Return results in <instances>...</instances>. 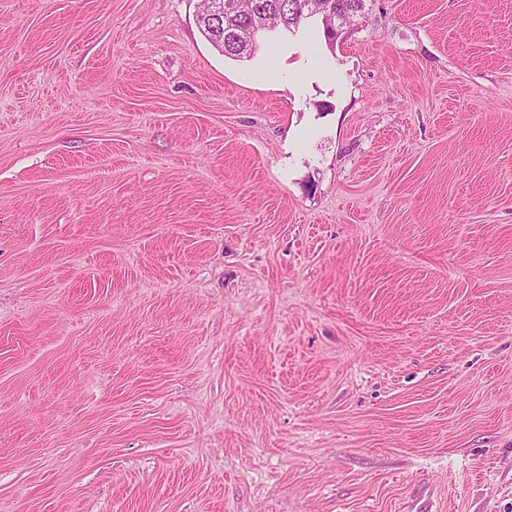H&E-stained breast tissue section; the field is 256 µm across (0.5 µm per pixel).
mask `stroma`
Returning a JSON list of instances; mask_svg holds the SVG:
<instances>
[{
	"mask_svg": "<svg viewBox=\"0 0 512 512\" xmlns=\"http://www.w3.org/2000/svg\"><path fill=\"white\" fill-rule=\"evenodd\" d=\"M201 8L0 0V512H512V0ZM242 14L226 21L224 15H230L233 11L234 1L209 0L210 12L223 20L218 23L206 12V3L198 18V24L202 33L212 45L225 57L234 60L250 58L258 50V37L263 34L256 29L257 25L268 19V22L279 28L290 31L298 29L300 25L309 19L308 7L313 6L312 0H238ZM231 17V15H230ZM233 25L238 32V38L232 44H227L224 38L232 41L236 35ZM227 26V32L225 27ZM226 32V34H225Z\"/></svg>",
	"mask_w": 512,
	"mask_h": 512,
	"instance_id": "35a3bbf8",
	"label": "stroma"
}]
</instances>
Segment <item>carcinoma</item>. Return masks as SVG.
<instances>
[{
	"label": "carcinoma",
	"mask_w": 512,
	"mask_h": 512,
	"mask_svg": "<svg viewBox=\"0 0 512 512\" xmlns=\"http://www.w3.org/2000/svg\"><path fill=\"white\" fill-rule=\"evenodd\" d=\"M242 14L226 21L213 20L207 12H201L198 24L202 33L212 45L225 57L234 60L249 58L258 50V37L261 32L257 25L268 20L269 23L284 30L300 27L308 19V7L311 0H239ZM333 8L346 16L350 22L357 21L368 9L369 0H330ZM233 25L238 38L231 44L222 42L225 27Z\"/></svg>",
	"instance_id": "cac0c4a2"
}]
</instances>
